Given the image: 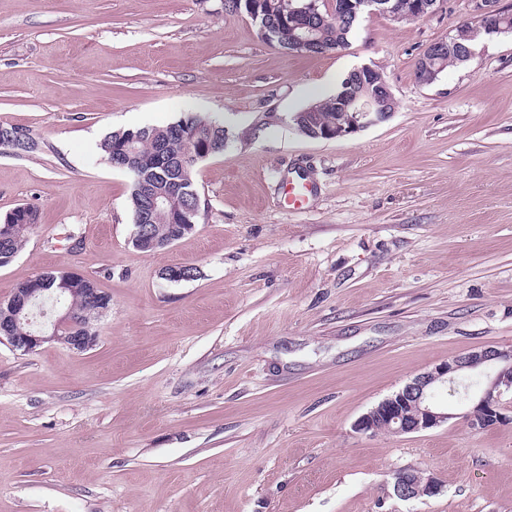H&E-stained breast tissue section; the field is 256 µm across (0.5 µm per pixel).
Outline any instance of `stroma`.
<instances>
[{"mask_svg": "<svg viewBox=\"0 0 512 512\" xmlns=\"http://www.w3.org/2000/svg\"><path fill=\"white\" fill-rule=\"evenodd\" d=\"M442 0L408 22L364 15L340 53L285 52L224 0H0V216L40 222L0 268V301L49 270L112 298L98 342H0V512H512L507 422L454 415L412 434L355 421L414 376L512 347V34L484 35L429 85L428 44L473 22ZM381 72L385 121L338 139L294 112L349 71ZM197 114L223 154L195 167L191 234L132 243L130 182L110 132ZM307 178L308 204H283ZM197 267L172 282L171 266ZM405 468L440 494L398 498Z\"/></svg>", "mask_w": 512, "mask_h": 512, "instance_id": "35a3bbf8", "label": "stroma"}]
</instances>
